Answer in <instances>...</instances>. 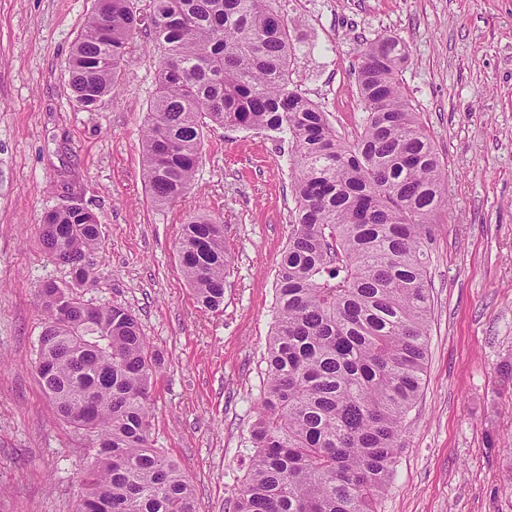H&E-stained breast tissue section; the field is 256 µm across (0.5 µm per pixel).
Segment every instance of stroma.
<instances>
[{"mask_svg": "<svg viewBox=\"0 0 512 512\" xmlns=\"http://www.w3.org/2000/svg\"><path fill=\"white\" fill-rule=\"evenodd\" d=\"M93 0H0V512H76L96 451L58 420L36 373L42 284L69 280L40 242L45 214L81 202L102 245L85 299L136 315L160 357L152 443L183 466L199 512L243 479L264 388L276 271L291 231L290 147L213 126L187 193L154 206L142 135L161 51L132 45L114 92L76 106L67 59ZM298 55L291 82L345 140L362 119L363 45L404 41L399 79L448 173L429 262L427 370L402 419L379 512H512V0H278ZM224 224V309L197 303L181 226Z\"/></svg>", "mask_w": 512, "mask_h": 512, "instance_id": "obj_1", "label": "stroma"}]
</instances>
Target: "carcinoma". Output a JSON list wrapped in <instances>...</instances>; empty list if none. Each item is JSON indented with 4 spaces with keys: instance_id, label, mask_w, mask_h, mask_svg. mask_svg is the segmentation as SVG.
Returning <instances> with one entry per match:
<instances>
[{
    "instance_id": "obj_1",
    "label": "carcinoma",
    "mask_w": 512,
    "mask_h": 512,
    "mask_svg": "<svg viewBox=\"0 0 512 512\" xmlns=\"http://www.w3.org/2000/svg\"><path fill=\"white\" fill-rule=\"evenodd\" d=\"M90 12L67 62L86 110L117 85L142 31L131 0ZM147 27L163 50L142 141L143 180L164 205L191 186L203 130L270 131L291 143L292 230L276 274L266 381L246 474L228 512H377L427 355L428 260L448 174L398 79L396 37L357 61L361 131L349 143L290 88L297 55L276 0H152ZM43 247L71 270L45 285L36 371L64 423L97 449L77 512H198L181 466L151 447L158 364L124 307L93 305L86 261L99 224L74 204L48 212ZM181 270L206 309L224 305V225L192 217Z\"/></svg>"
}]
</instances>
